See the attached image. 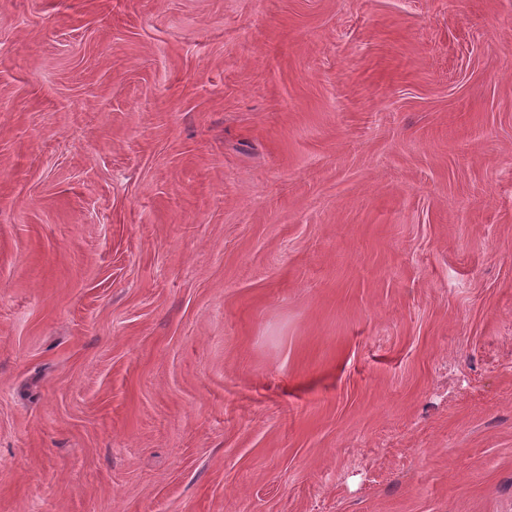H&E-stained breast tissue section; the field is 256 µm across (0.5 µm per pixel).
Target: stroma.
<instances>
[{"mask_svg":"<svg viewBox=\"0 0 512 512\" xmlns=\"http://www.w3.org/2000/svg\"><path fill=\"white\" fill-rule=\"evenodd\" d=\"M0 512H512V0H0Z\"/></svg>","mask_w":512,"mask_h":512,"instance_id":"35a3bbf8","label":"stroma"}]
</instances>
